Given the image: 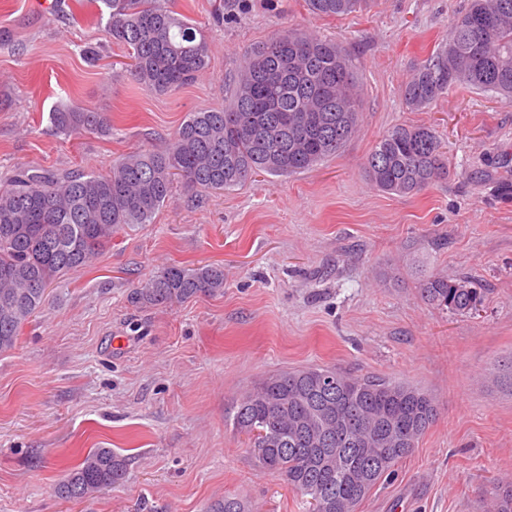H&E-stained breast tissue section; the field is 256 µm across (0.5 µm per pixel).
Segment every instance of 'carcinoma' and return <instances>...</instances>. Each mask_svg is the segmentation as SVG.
<instances>
[{
    "label": "carcinoma",
    "instance_id": "1",
    "mask_svg": "<svg viewBox=\"0 0 512 512\" xmlns=\"http://www.w3.org/2000/svg\"><path fill=\"white\" fill-rule=\"evenodd\" d=\"M108 13L112 43L131 54V74L156 93L175 92L206 71L205 37L166 0H93ZM318 18L362 9L366 0H305ZM460 85L512 97V0H470L454 20L448 43L415 69L404 87L407 105L422 109ZM57 132L112 134L101 112L66 106L49 114ZM354 71L336 42L288 30L244 55L231 98L222 108L188 113L159 148L125 155L106 174L20 167L0 187V353L62 274L87 267L128 224H147L173 198L182 178L200 194L228 190L260 173L286 175L335 155L357 132ZM371 184L413 195L448 176L435 133L396 125L365 162ZM224 288V269L171 265L133 291L131 302L153 306ZM421 297L438 310L470 313L481 289L466 277L431 273ZM336 380L339 398L325 399L315 382ZM437 415L434 398L404 381L303 367L264 378L236 403L235 429L248 436L257 467L279 473L308 497L310 512H357L359 505L415 448ZM128 460L98 448L59 485L78 500L123 481ZM489 512H512V481L487 490ZM206 512H255L224 497Z\"/></svg>",
    "mask_w": 512,
    "mask_h": 512
}]
</instances>
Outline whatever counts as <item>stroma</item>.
<instances>
[{
    "mask_svg": "<svg viewBox=\"0 0 512 512\" xmlns=\"http://www.w3.org/2000/svg\"><path fill=\"white\" fill-rule=\"evenodd\" d=\"M223 4L232 23L215 26ZM469 0H372L339 18L305 0H173L210 45L206 73L158 94L127 70L92 0H0V177L18 167L108 173L172 138L187 113L223 107L243 53L284 30L334 40L356 68L360 129L309 170L263 174L195 198L176 183L152 223L120 230L90 266L53 282L0 353V512H205L224 496L256 512H307L255 467L233 425L259 380L317 365L412 383L433 424L359 512H479L512 477V99L466 85L416 111L403 91ZM78 102L111 136L56 134ZM398 124L434 130L448 177L405 197L373 188L367 156ZM224 268V289L161 306L128 295L170 265ZM431 272L469 277L476 312L423 301ZM98 448L125 481L69 501L57 487Z\"/></svg>",
    "mask_w": 512,
    "mask_h": 512,
    "instance_id": "stroma-1",
    "label": "stroma"
}]
</instances>
